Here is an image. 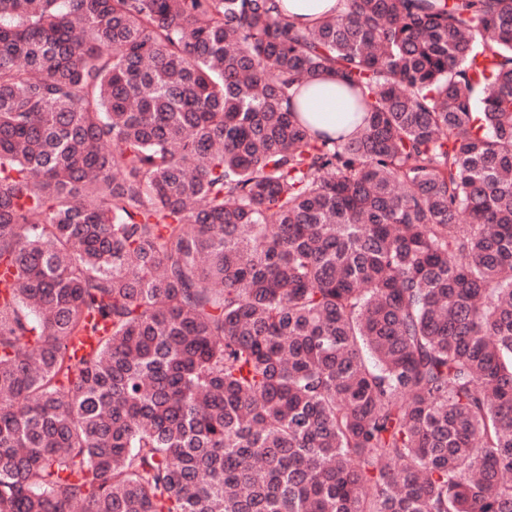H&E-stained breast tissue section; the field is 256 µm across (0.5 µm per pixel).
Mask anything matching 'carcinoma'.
Returning <instances> with one entry per match:
<instances>
[{"mask_svg": "<svg viewBox=\"0 0 512 512\" xmlns=\"http://www.w3.org/2000/svg\"><path fill=\"white\" fill-rule=\"evenodd\" d=\"M343 5L0 0V512H512V0ZM280 8L298 26L312 27L322 15L333 10L341 11L339 0H282ZM295 101L299 103V117L315 129L336 131L344 127L348 114L347 96L335 76H324L303 87Z\"/></svg>", "mask_w": 512, "mask_h": 512, "instance_id": "obj_1", "label": "carcinoma"}]
</instances>
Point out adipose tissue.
Returning <instances> with one entry per match:
<instances>
[{"label": "adipose tissue", "instance_id": "adipose-tissue-1", "mask_svg": "<svg viewBox=\"0 0 512 512\" xmlns=\"http://www.w3.org/2000/svg\"><path fill=\"white\" fill-rule=\"evenodd\" d=\"M300 118L318 130L344 127L348 112L347 97L340 81L327 75L303 87L296 97Z\"/></svg>", "mask_w": 512, "mask_h": 512}]
</instances>
